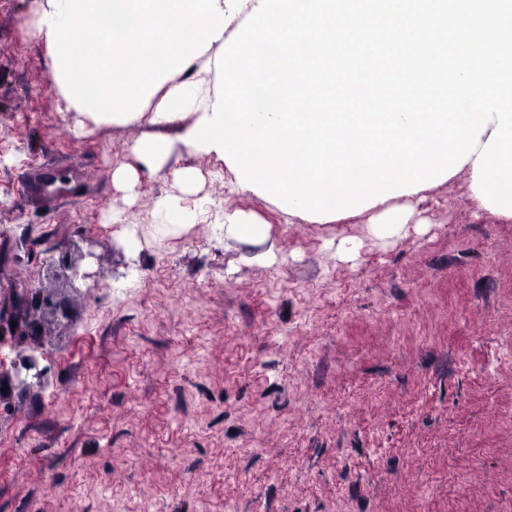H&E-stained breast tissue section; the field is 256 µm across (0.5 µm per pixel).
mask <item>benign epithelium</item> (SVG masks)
<instances>
[{"label": "benign epithelium", "instance_id": "7a95c632", "mask_svg": "<svg viewBox=\"0 0 512 512\" xmlns=\"http://www.w3.org/2000/svg\"><path fill=\"white\" fill-rule=\"evenodd\" d=\"M92 257L93 252L84 253L79 249L59 256L47 252L42 259V266L47 275L62 278L66 286L74 290L76 282L94 277V273L84 270L81 265L84 259ZM12 306L16 307L15 311L7 315L0 314V343L19 342L26 345V348L19 360L12 362L8 368L0 369V385L7 388L0 396L4 399L15 390L25 393L34 384L45 382V370L40 368V361L45 356L44 323L36 314L47 311L54 316H67L65 298L55 297L52 288L26 289L17 293Z\"/></svg>", "mask_w": 512, "mask_h": 512}]
</instances>
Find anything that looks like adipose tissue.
Instances as JSON below:
<instances>
[{
    "mask_svg": "<svg viewBox=\"0 0 512 512\" xmlns=\"http://www.w3.org/2000/svg\"><path fill=\"white\" fill-rule=\"evenodd\" d=\"M260 0H45L34 35L54 51L53 77L75 130L84 119L124 123L148 119L173 123L181 110L193 121L212 112L215 69L203 68L170 87L153 112L142 99L185 69ZM97 42L82 40L87 28ZM96 80H88V72Z\"/></svg>",
    "mask_w": 512,
    "mask_h": 512,
    "instance_id": "1",
    "label": "adipose tissue"
}]
</instances>
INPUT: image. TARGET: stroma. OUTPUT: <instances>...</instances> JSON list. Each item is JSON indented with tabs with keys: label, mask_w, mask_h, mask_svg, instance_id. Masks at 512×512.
Returning a JSON list of instances; mask_svg holds the SVG:
<instances>
[{
	"label": "stroma",
	"mask_w": 512,
	"mask_h": 512,
	"mask_svg": "<svg viewBox=\"0 0 512 512\" xmlns=\"http://www.w3.org/2000/svg\"><path fill=\"white\" fill-rule=\"evenodd\" d=\"M40 5L0 0V311L43 250L93 238L99 277L48 318L44 386L0 401V512H512V220L461 173L380 241L376 209L310 222L214 156L132 153L182 121L74 136ZM171 194L207 223L160 231ZM173 145V141L166 139L138 141L132 147V152L141 162L159 167L170 156ZM224 235L254 244H261L267 237L266 224L251 222L238 215H225Z\"/></svg>",
	"instance_id": "stroma-1"
}]
</instances>
